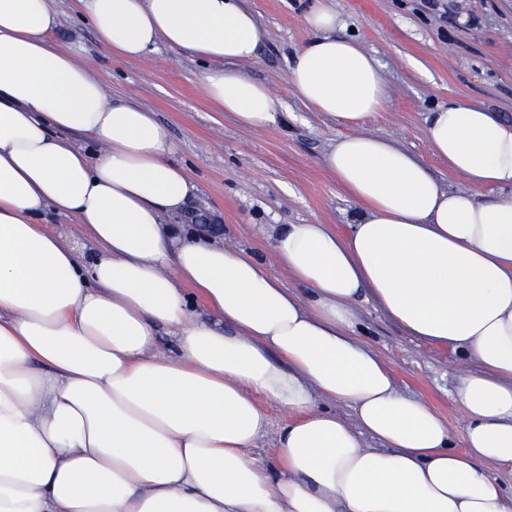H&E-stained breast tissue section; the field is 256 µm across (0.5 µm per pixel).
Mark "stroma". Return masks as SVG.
Returning <instances> with one entry per match:
<instances>
[{
  "mask_svg": "<svg viewBox=\"0 0 512 512\" xmlns=\"http://www.w3.org/2000/svg\"><path fill=\"white\" fill-rule=\"evenodd\" d=\"M56 43L94 56L110 92L154 112L174 144V162L196 187L194 205L218 215L216 243L266 257V224H332L347 232L354 209L323 157L336 138L368 132L409 150L439 180L462 179L435 158L423 131L426 111L465 96L512 122V0H335L353 38L381 59L390 99L362 124L340 123L307 109L288 81V60L305 42L303 0H244L265 32L258 61L244 74L273 87L287 103L286 124L242 129L214 112L203 67L158 46L148 60L105 55L72 0H51ZM365 341L390 366L401 394L426 403L461 434L463 417L450 392L462 364L452 347L407 334L379 307L358 308Z\"/></svg>",
  "mask_w": 512,
  "mask_h": 512,
  "instance_id": "1",
  "label": "stroma"
}]
</instances>
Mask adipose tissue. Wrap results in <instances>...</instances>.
<instances>
[{
	"label": "adipose tissue",
	"mask_w": 512,
	"mask_h": 512,
	"mask_svg": "<svg viewBox=\"0 0 512 512\" xmlns=\"http://www.w3.org/2000/svg\"><path fill=\"white\" fill-rule=\"evenodd\" d=\"M77 3L104 53L164 45L207 63V100L240 126L287 121L242 72L264 40L243 0ZM304 19L288 62L300 100L343 122L382 111L383 64L337 36L334 0ZM56 26L51 0H0V512H512L493 473L512 465V123L468 98L426 112L463 189L382 137L337 138L324 165L356 204L348 234L270 225L268 261L171 225L197 191L173 143ZM370 301L473 363L455 386L461 436L361 340ZM263 398L291 415L274 467L251 453ZM52 228L58 231L67 241L77 243L85 252L89 253L95 249L93 242L82 232L78 224H72L68 219L57 218Z\"/></svg>",
	"instance_id": "1"
}]
</instances>
